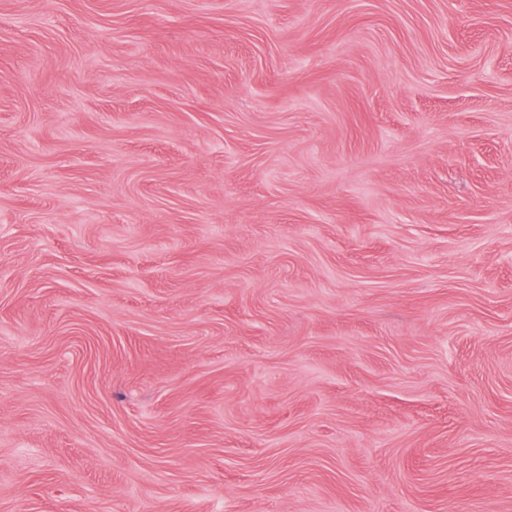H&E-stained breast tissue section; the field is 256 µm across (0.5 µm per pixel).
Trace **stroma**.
<instances>
[{"label":"stroma","instance_id":"1","mask_svg":"<svg viewBox=\"0 0 512 512\" xmlns=\"http://www.w3.org/2000/svg\"><path fill=\"white\" fill-rule=\"evenodd\" d=\"M0 512H512V0H0Z\"/></svg>","mask_w":512,"mask_h":512}]
</instances>
